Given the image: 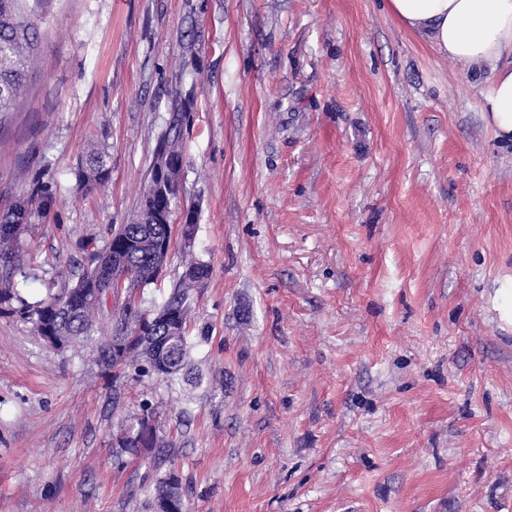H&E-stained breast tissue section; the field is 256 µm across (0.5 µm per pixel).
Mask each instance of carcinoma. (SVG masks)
Wrapping results in <instances>:
<instances>
[{
  "mask_svg": "<svg viewBox=\"0 0 512 512\" xmlns=\"http://www.w3.org/2000/svg\"><path fill=\"white\" fill-rule=\"evenodd\" d=\"M45 0H0V123L5 114L16 110L29 93V68L37 61L40 46L39 7ZM171 114L158 137L147 186L157 191L143 195L135 220L111 228L105 245L92 254L90 265L72 285L57 290L49 288L44 297L31 301L20 283L26 282L28 251L22 243L29 214L28 201L15 202L0 212V312L17 314L30 321L38 336L49 331L55 337L54 348L93 342L98 362L106 369L125 366L143 374L154 348L166 346L173 358V376L188 364L191 348L187 323L191 314L190 291L194 284L206 279L209 267L193 258L190 246L181 244L182 256L189 258L184 272L173 282L170 292L160 304L143 308L137 291L157 279L156 269L170 259L175 246V194L183 169L181 132L188 120L187 101L182 88L170 92ZM81 177L89 185H100L109 179V168L103 152L96 148L87 153ZM127 300L119 302V291ZM174 313L178 319L177 335L155 330L143 336L138 326L146 316ZM123 452L138 454L146 450L158 457L166 455L172 444L155 431L129 435L117 441ZM168 505V512H186L185 493L177 472L170 469L154 480L153 509Z\"/></svg>",
  "mask_w": 512,
  "mask_h": 512,
  "instance_id": "carcinoma-1",
  "label": "carcinoma"
}]
</instances>
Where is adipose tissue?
Returning <instances> with one entry per match:
<instances>
[{
  "label": "adipose tissue",
  "mask_w": 512,
  "mask_h": 512,
  "mask_svg": "<svg viewBox=\"0 0 512 512\" xmlns=\"http://www.w3.org/2000/svg\"><path fill=\"white\" fill-rule=\"evenodd\" d=\"M389 14L441 55L491 75L484 117L512 142V0H386Z\"/></svg>",
  "instance_id": "ef3b65f1"
}]
</instances>
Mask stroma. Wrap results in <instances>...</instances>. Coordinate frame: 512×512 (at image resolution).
<instances>
[{"instance_id": "1", "label": "stroma", "mask_w": 512, "mask_h": 512, "mask_svg": "<svg viewBox=\"0 0 512 512\" xmlns=\"http://www.w3.org/2000/svg\"><path fill=\"white\" fill-rule=\"evenodd\" d=\"M202 45L181 70L184 33ZM0 126V211L73 282L139 207L172 86L193 88L189 366L115 374L0 315V512H151V406L189 512H512V144L488 78L384 0H47ZM110 177L79 187L91 146ZM155 431H149L146 435L140 433L139 437L135 440L130 435L123 434L117 441L118 448H120L121 452L138 455L141 452V448L136 445L139 443L147 453H154L160 459L161 456H166V448H171L172 444L161 439Z\"/></svg>"}]
</instances>
